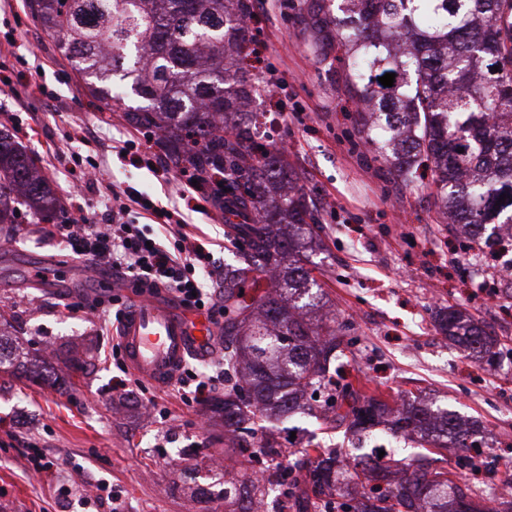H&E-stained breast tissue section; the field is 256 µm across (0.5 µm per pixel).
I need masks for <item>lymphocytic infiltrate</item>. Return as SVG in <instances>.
Wrapping results in <instances>:
<instances>
[{
    "label": "lymphocytic infiltrate",
    "mask_w": 512,
    "mask_h": 512,
    "mask_svg": "<svg viewBox=\"0 0 512 512\" xmlns=\"http://www.w3.org/2000/svg\"><path fill=\"white\" fill-rule=\"evenodd\" d=\"M120 197L118 212L123 216L122 221L94 224L83 214L57 225V232L70 247L79 249L81 256L131 282L137 294L159 296L166 293L178 308L214 316L217 297L202 284L204 275L217 272L213 252L177 227L169 230L167 243H160L157 235L124 220L134 208L145 215H156L151 198L131 188L122 190ZM223 383V376L201 380L196 372L188 369L178 376L174 395L185 406L203 405L214 397Z\"/></svg>",
    "instance_id": "f902f5d3"
}]
</instances>
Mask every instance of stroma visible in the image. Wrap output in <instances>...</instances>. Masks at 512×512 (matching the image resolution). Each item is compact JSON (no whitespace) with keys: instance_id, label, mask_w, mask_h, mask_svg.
Wrapping results in <instances>:
<instances>
[{"instance_id":"1","label":"stroma","mask_w":512,"mask_h":512,"mask_svg":"<svg viewBox=\"0 0 512 512\" xmlns=\"http://www.w3.org/2000/svg\"><path fill=\"white\" fill-rule=\"evenodd\" d=\"M247 23L261 82L255 99L283 115L282 152L313 201L316 242L300 257L339 324L347 371L368 393L389 401L425 395L484 426L474 452L494 463L483 500L512 497L499 473L512 472V255L487 261L477 248L462 249L439 212L428 180L403 182L364 142L358 110L342 91L338 67L311 47V19L303 0H264ZM0 63L13 89H0V126L36 158L67 213L110 219L108 187L131 186L163 211H178L187 234L214 245L219 266L233 264L223 248L224 207L194 189L195 209L183 199L184 176L163 144L128 123L136 97L102 109L83 95L80 80L54 41L36 25L26 0H0ZM142 143L152 164L118 152L124 141ZM100 167L103 182L89 185L81 172ZM74 257L53 225L16 224L0 238V332L17 340L21 378L0 390V512H85L99 484L122 495L121 512H224V471L214 464L222 431L208 406H184L157 385L123 398L112 391V326L89 311L111 293L112 276L65 277ZM46 265L60 282L43 288L25 271ZM496 285V302L479 285ZM84 301L85 310L69 306ZM455 305L499 335L494 366L481 365L435 328L437 312ZM90 350L95 367L67 378L61 366L71 347ZM157 395L158 408L147 406ZM30 440L51 458V474L29 467L10 435ZM293 459L307 444L354 453L343 428L306 417L296 434L281 432Z\"/></svg>"}]
</instances>
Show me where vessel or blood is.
Segmentation results:
<instances>
[{"label":"vessel or blood","mask_w":512,"mask_h":512,"mask_svg":"<svg viewBox=\"0 0 512 512\" xmlns=\"http://www.w3.org/2000/svg\"><path fill=\"white\" fill-rule=\"evenodd\" d=\"M213 323L204 315L182 313L157 297H134L119 328L132 370L164 386L172 382L188 355L211 349Z\"/></svg>","instance_id":"vessel-or-blood-1"}]
</instances>
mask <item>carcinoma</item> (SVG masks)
I'll return each mask as SVG.
<instances>
[{"label": "carcinoma", "mask_w": 512, "mask_h": 512, "mask_svg": "<svg viewBox=\"0 0 512 512\" xmlns=\"http://www.w3.org/2000/svg\"><path fill=\"white\" fill-rule=\"evenodd\" d=\"M30 8L91 96L105 104L135 96L141 105L127 119L163 132L175 168L222 185L232 216L224 249L238 266L224 273V399L211 411L224 417V453L237 470L224 481L228 512H250L231 494L235 481L260 501L288 484V512H480L479 488L441 466L454 448L458 467L479 479L465 455L477 431L446 409H397L346 380L338 330L310 315L319 295L298 253L313 231V206L243 111L259 82L245 53L248 0H30ZM326 8L322 0L318 34L336 49L348 98L368 108L366 144L405 180L429 168L448 223L495 252L498 230L512 229V0H336V12ZM387 73L391 87L378 81ZM21 210L59 219L48 178L1 129L0 224ZM438 327L468 358L490 365L500 354L497 334L459 308L441 311ZM309 398L324 420L355 433L388 416L382 436L436 448L440 458L317 448L294 471L268 468L256 478L253 462L280 448L273 430L249 443L247 424L296 422L311 415Z\"/></svg>", "instance_id": "cac0c4a2"}]
</instances>
